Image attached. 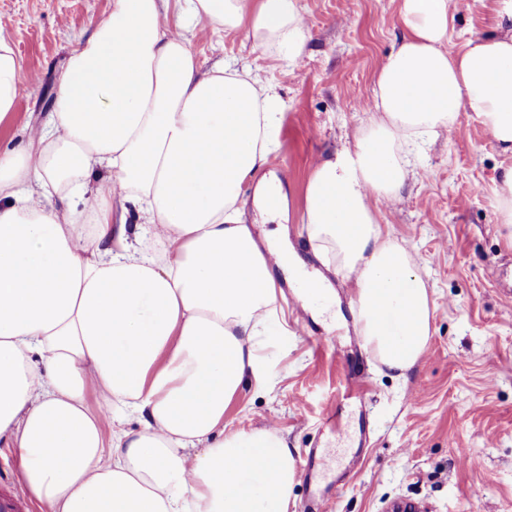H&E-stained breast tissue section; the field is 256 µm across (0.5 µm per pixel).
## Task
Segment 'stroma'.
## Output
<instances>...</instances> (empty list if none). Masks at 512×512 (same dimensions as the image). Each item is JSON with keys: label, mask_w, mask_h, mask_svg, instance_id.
Returning <instances> with one entry per match:
<instances>
[{"label": "stroma", "mask_w": 512, "mask_h": 512, "mask_svg": "<svg viewBox=\"0 0 512 512\" xmlns=\"http://www.w3.org/2000/svg\"><path fill=\"white\" fill-rule=\"evenodd\" d=\"M310 32L296 66L257 49L246 29L195 24L189 45L202 71L224 61L249 68L272 86L280 112L276 150L265 168L286 196L288 239L315 265L299 219L313 161L354 150L375 115V76L399 42L398 0H299ZM112 10V0H0L4 34L22 60L25 91L0 123V146L19 144L25 127L50 109L55 80L80 40ZM456 45L502 32L495 0H458ZM489 129L471 112L421 144L410 159L415 175L389 203L372 198L385 232L409 248L431 291L434 312L427 352L406 378H394L355 340V290L330 282L342 323L288 306L295 284L278 280L277 307L287 333L273 336L266 382L231 402L227 431L276 426L302 458L319 449L330 468L320 485L333 512H392L400 501L420 512H512V297L491 279L512 268V240L496 220L500 167L511 164ZM247 221L257 240L280 224L254 206ZM336 340L317 353L309 336ZM363 400L345 399L354 382ZM339 425H326L330 406ZM471 449L476 465L462 464Z\"/></svg>", "instance_id": "1"}]
</instances>
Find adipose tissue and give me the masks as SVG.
<instances>
[{
  "instance_id": "ef3b65f1",
  "label": "adipose tissue",
  "mask_w": 512,
  "mask_h": 512,
  "mask_svg": "<svg viewBox=\"0 0 512 512\" xmlns=\"http://www.w3.org/2000/svg\"><path fill=\"white\" fill-rule=\"evenodd\" d=\"M112 0L70 52L45 121L0 148V437L39 512H288L296 460L272 427L226 432L224 414L267 373L276 274L353 283L355 330L406 376L431 334L414 255L371 196L405 184L411 144L474 113L512 156V33L455 47L454 0H398L405 33L375 77L374 120L354 151L317 161L300 222L320 271L287 242L259 244L243 188L280 214L262 170L278 145L276 97L245 69L201 71L191 24L248 28L300 62L298 0ZM22 63L0 35V121ZM101 399L92 410L90 393ZM138 431H106L109 409Z\"/></svg>"
}]
</instances>
